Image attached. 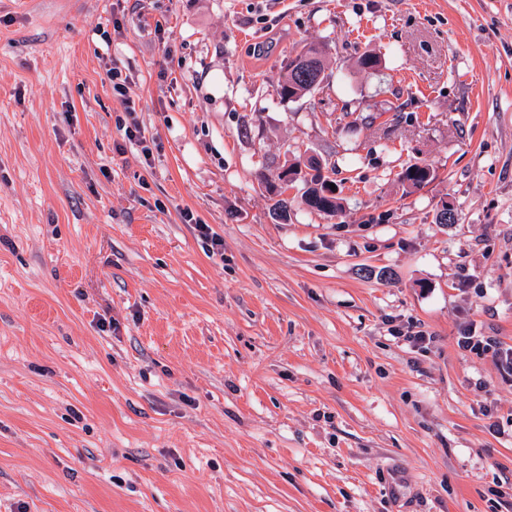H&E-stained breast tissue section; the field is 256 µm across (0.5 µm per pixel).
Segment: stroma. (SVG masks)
Segmentation results:
<instances>
[{
    "mask_svg": "<svg viewBox=\"0 0 512 512\" xmlns=\"http://www.w3.org/2000/svg\"><path fill=\"white\" fill-rule=\"evenodd\" d=\"M310 157L340 210L275 221ZM467 331L512 349V0H0V512H512ZM300 54L308 56L305 67L290 69L288 62L283 66L280 81V96L283 100L294 101L312 93L325 79L320 52L313 45L303 47ZM298 54V55H300ZM322 75L316 83V78ZM107 78L112 84V92L118 97L123 105V112H125V119L118 117L117 125L120 131L123 132L125 142L141 147L144 157H149L151 154L150 148L144 145L145 141L141 135V130L136 122L133 114H135V106L126 98V89L128 83V76L118 67H112L107 70Z\"/></svg>",
    "mask_w": 512,
    "mask_h": 512,
    "instance_id": "35a3bbf8",
    "label": "stroma"
}]
</instances>
